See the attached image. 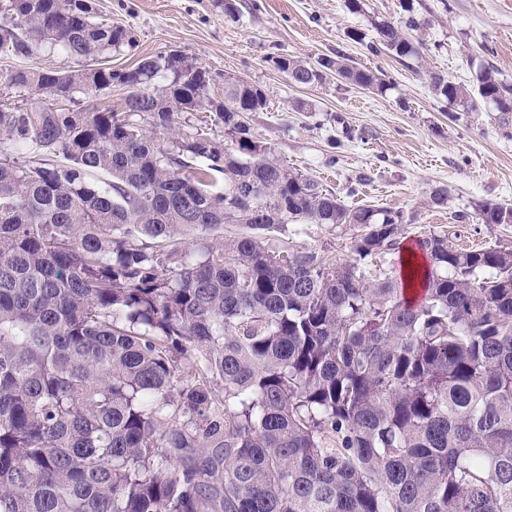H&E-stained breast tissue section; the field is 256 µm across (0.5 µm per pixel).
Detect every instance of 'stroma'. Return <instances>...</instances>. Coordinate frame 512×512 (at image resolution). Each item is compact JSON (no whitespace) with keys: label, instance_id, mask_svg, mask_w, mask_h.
I'll return each mask as SVG.
<instances>
[{"label":"stroma","instance_id":"1","mask_svg":"<svg viewBox=\"0 0 512 512\" xmlns=\"http://www.w3.org/2000/svg\"><path fill=\"white\" fill-rule=\"evenodd\" d=\"M94 2L136 39L113 65L178 49L212 74L262 86L269 105L249 113L252 135L346 206L400 212L404 244L431 232L464 248L512 246V224L478 216L482 204H512V118L491 103L461 111L435 94L430 79L436 73L473 89L490 69L512 86V0H363L357 13L344 0ZM411 14L420 22L411 33L418 56L370 50L374 21L400 26ZM353 31L363 41L351 40ZM281 55L310 64L349 58L384 76L388 88L374 93L332 73L323 83L296 85L274 68ZM438 189L447 194L440 205L432 200ZM363 231L359 224H287L270 243L340 262Z\"/></svg>","mask_w":512,"mask_h":512}]
</instances>
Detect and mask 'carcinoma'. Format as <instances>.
I'll list each match as a JSON object with an SVG mask.
<instances>
[{
	"mask_svg": "<svg viewBox=\"0 0 512 512\" xmlns=\"http://www.w3.org/2000/svg\"><path fill=\"white\" fill-rule=\"evenodd\" d=\"M375 21L371 49L417 54ZM134 47L93 0H0V512H512V249L416 241L401 213L347 208L250 132L261 87ZM55 50L78 68L33 65ZM275 68L296 85L343 60ZM466 111L512 112L486 70ZM126 85L120 108L87 101ZM209 113L215 134L191 123ZM364 236L330 265L274 250L282 224ZM234 216L246 232H211ZM484 224L512 207L483 204Z\"/></svg>",
	"mask_w": 512,
	"mask_h": 512,
	"instance_id": "carcinoma-1",
	"label": "carcinoma"
}]
</instances>
